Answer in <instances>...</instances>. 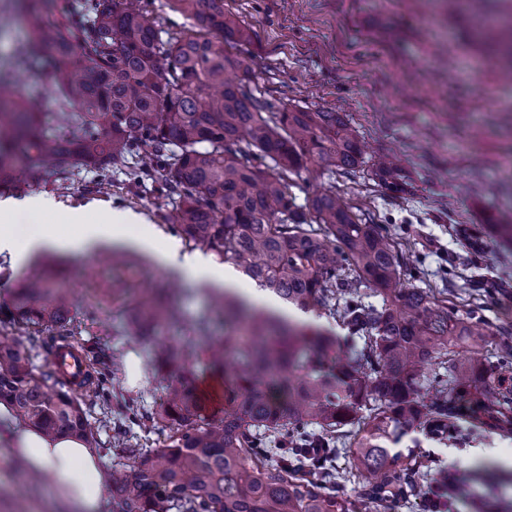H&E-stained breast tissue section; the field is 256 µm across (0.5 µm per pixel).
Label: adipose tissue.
Masks as SVG:
<instances>
[{
    "mask_svg": "<svg viewBox=\"0 0 512 512\" xmlns=\"http://www.w3.org/2000/svg\"><path fill=\"white\" fill-rule=\"evenodd\" d=\"M54 207V202L43 196L0 201V254H7L16 264L43 246L83 255L101 242L125 241L127 225L136 221L135 215L116 213L104 222L87 224L82 216L74 215L70 218L72 231L63 232L49 225L43 232L27 238L16 235L12 224L15 214L48 212ZM160 259L167 268L207 284L219 285L226 280L223 269L209 265L200 255L183 252L174 244L161 251ZM0 442L23 462L29 474L38 477L57 499L68 502L76 512H103L105 478L96 449L62 436L46 437L15 421L8 406L2 403Z\"/></svg>",
    "mask_w": 512,
    "mask_h": 512,
    "instance_id": "1",
    "label": "adipose tissue"
}]
</instances>
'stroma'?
Returning <instances> with one entry per match:
<instances>
[{"label":"stroma","mask_w":512,"mask_h":512,"mask_svg":"<svg viewBox=\"0 0 512 512\" xmlns=\"http://www.w3.org/2000/svg\"><path fill=\"white\" fill-rule=\"evenodd\" d=\"M226 10L251 28L254 84L275 103L311 108L342 107L363 142L367 156L394 152L403 159L404 190L394 194L366 173H335L311 167L292 179L291 191L304 201L310 185L336 191L357 215L393 235L408 257L406 282L447 289L458 306L478 309L484 346L494 347L495 330L512 323V246L491 229L512 215V79L483 40L472 34L476 19L497 22L499 39L512 41V0H224ZM29 40L18 0H0V74L15 73L27 99L54 112L53 95L40 81L16 72L15 61ZM56 208L49 224L65 223L82 211L94 224L109 212L129 211L139 218L131 235L148 228L157 244L179 242L172 218L158 216L150 193L133 194L122 176L110 187L95 188L90 175L64 179L48 173L37 189ZM483 232L484 248L473 253L462 227ZM111 251L143 258L122 270L130 284L171 290L181 323L163 335H184V325L212 307L209 290L199 282L162 267L152 252L130 244ZM47 259L66 266L74 314L84 321L97 307V323L83 336L120 352L123 361L146 365L153 346L128 339L129 312L112 300L111 271L94 254L70 255L55 249L33 254L24 267L0 256V317L7 312L17 277L37 273ZM458 426L466 444L423 442L445 473H467L468 502L449 512H512V433L486 432L468 415ZM21 463L0 446V512H70L44 485H30Z\"/></svg>","instance_id":"obj_1"}]
</instances>
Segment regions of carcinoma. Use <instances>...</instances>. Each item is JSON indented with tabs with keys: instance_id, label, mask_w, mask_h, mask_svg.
<instances>
[{
	"instance_id": "obj_1",
	"label": "carcinoma",
	"mask_w": 512,
	"mask_h": 512,
	"mask_svg": "<svg viewBox=\"0 0 512 512\" xmlns=\"http://www.w3.org/2000/svg\"><path fill=\"white\" fill-rule=\"evenodd\" d=\"M190 21L163 29L130 0H77L58 16L29 0L22 63L47 64L57 112H31L20 87L0 79V187L39 184L47 168L66 178L83 170L110 184L155 194L174 208L179 235L309 316H285L224 290V335L206 317L190 335L165 340L148 362L160 384L158 409L113 391L116 352L85 349L94 385L83 397L33 353L73 343L68 289L44 275L22 278L9 318L36 328L30 347L0 339V402L47 436L102 447L100 433L122 418L165 422L161 448H138L115 433L113 512H354L328 487L362 479V500L380 507L422 502V433L445 444L458 435L459 405L491 431L512 432V325L481 352L483 319L439 294L405 285V260L390 235L325 188L305 202L290 176L309 164L364 170L396 194L402 159L365 160L347 116L276 105L254 93L251 29L224 0H172ZM238 46L228 54L226 46ZM378 303L364 301L366 294ZM329 318L344 335L317 323ZM176 313L151 288L134 298L130 327L144 342ZM466 344L472 356L454 358ZM224 377V416L208 413L203 375ZM275 448H270V445ZM352 451L338 472L319 449Z\"/></svg>"
}]
</instances>
